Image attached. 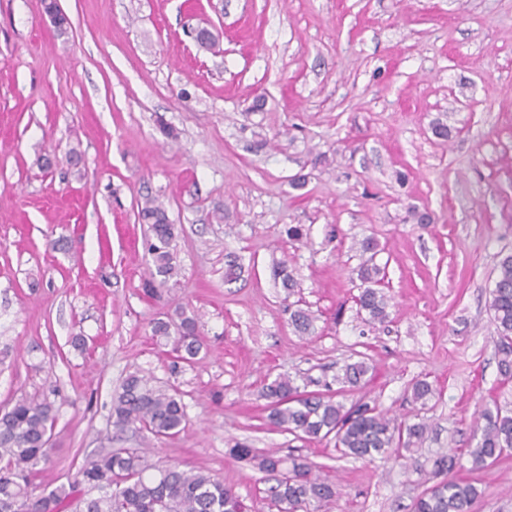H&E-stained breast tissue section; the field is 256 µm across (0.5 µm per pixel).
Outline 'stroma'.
I'll return each mask as SVG.
<instances>
[{
    "label": "stroma",
    "mask_w": 512,
    "mask_h": 512,
    "mask_svg": "<svg viewBox=\"0 0 512 512\" xmlns=\"http://www.w3.org/2000/svg\"><path fill=\"white\" fill-rule=\"evenodd\" d=\"M57 3L63 35L42 0H0V412L23 397L57 410L35 485L73 481L95 452L145 448L268 512L266 474L230 453L244 443L324 467L339 494L317 512H412L438 454L474 445L475 415L512 409L489 310L512 254V0ZM204 23L218 52L192 37ZM147 195L178 231L177 272L154 295L136 215ZM366 237L386 273L381 326L355 301ZM275 259L294 295L275 287ZM295 299L311 335L288 324ZM181 308L203 341L189 362L152 332ZM361 359L348 402L429 426L413 466L268 423L264 381L320 390ZM132 374L181 396L179 435L115 431L112 396ZM419 379L434 388L423 406L407 398ZM458 475L483 491L475 512H512V453Z\"/></svg>",
    "instance_id": "stroma-1"
}]
</instances>
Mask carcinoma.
I'll return each mask as SVG.
<instances>
[{"mask_svg":"<svg viewBox=\"0 0 512 512\" xmlns=\"http://www.w3.org/2000/svg\"><path fill=\"white\" fill-rule=\"evenodd\" d=\"M138 221L151 233L149 253L154 270L151 279L161 281L176 273L172 243L177 228L162 204L153 197L138 206ZM362 254H370L357 270L363 290L358 296L360 309L368 321L383 324L388 319V298L378 288L381 269L373 263L377 242L365 237L359 242ZM274 283L287 293L297 283L282 261L272 263ZM490 309L496 332V353L500 375L512 379V254L499 263L498 276L490 293ZM291 326L301 336L311 333L313 316L302 308L289 310ZM175 331L176 350L190 360L201 349L197 319L184 311L176 317L159 319L153 324L156 335ZM369 372L364 361L345 366L337 378L342 387L332 391H306L288 375L264 384L261 397L267 401L268 419L283 432L301 440L335 441L343 456L368 463L376 459L400 460L425 439L426 426L408 424L387 417L368 403L347 407L339 398L346 389L359 386ZM433 387L416 382L411 391L415 403L426 404ZM112 426L123 431L139 424L157 437H172L186 426L185 404L176 394L150 384V380L132 374L112 398ZM56 422L52 403L22 398L0 415V512H18V504H27V512H247V505L224 481L202 471L188 472L177 466H156L148 462L139 448L103 450L83 461L75 481L35 493L31 474L50 461V439ZM480 436L476 444L463 451L475 470L485 469L512 451V411L484 409L475 421ZM242 460L257 462L260 471L274 477L275 484L265 490L268 508L274 512H313L321 503L336 497V484L327 476L312 473L310 464L291 459V468L281 471L283 459L273 453L258 454L239 445L233 449ZM461 456L442 454L435 460V482L414 502V512H473L482 497L475 482L455 476ZM97 490L100 495L87 497Z\"/></svg>","mask_w":512,"mask_h":512,"instance_id":"1","label":"carcinoma"}]
</instances>
